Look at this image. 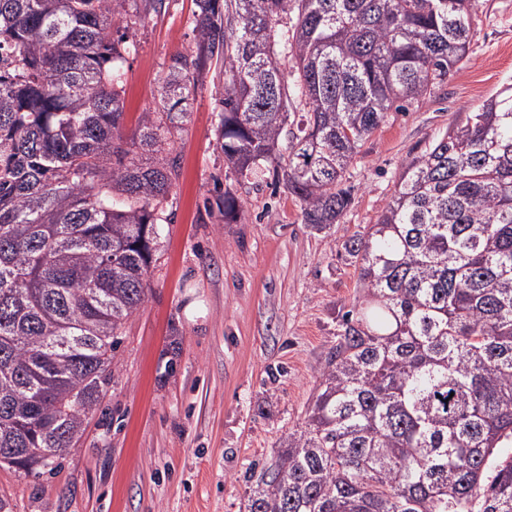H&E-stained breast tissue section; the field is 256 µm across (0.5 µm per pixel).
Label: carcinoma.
Listing matches in <instances>:
<instances>
[{"instance_id": "1", "label": "carcinoma", "mask_w": 512, "mask_h": 512, "mask_svg": "<svg viewBox=\"0 0 512 512\" xmlns=\"http://www.w3.org/2000/svg\"><path fill=\"white\" fill-rule=\"evenodd\" d=\"M125 0H0V464L78 441L144 304L169 136L212 64L216 145L322 231L392 106L467 57L474 0H195L196 53L122 130ZM295 14L291 26L280 19ZM293 62V83L281 61ZM298 118L291 119V116ZM242 215L224 188V220ZM360 294L304 425L250 469L246 512H512V87L405 164L343 245Z\"/></svg>"}]
</instances>
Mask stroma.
Masks as SVG:
<instances>
[{
	"label": "stroma",
	"instance_id": "1",
	"mask_svg": "<svg viewBox=\"0 0 512 512\" xmlns=\"http://www.w3.org/2000/svg\"><path fill=\"white\" fill-rule=\"evenodd\" d=\"M194 0L144 12L124 0L123 131L153 109L173 56L193 55ZM468 57L434 94L391 109L350 165L352 201L317 232L261 174L225 223L216 185L234 174L216 147L221 107L199 82L171 142L179 166L143 306L123 325L112 378L75 445L37 478L0 467L13 512H245L244 474L302 426L338 314L359 294L343 244L375 223L409 158L458 112L512 84V0H478Z\"/></svg>",
	"mask_w": 512,
	"mask_h": 512
}]
</instances>
